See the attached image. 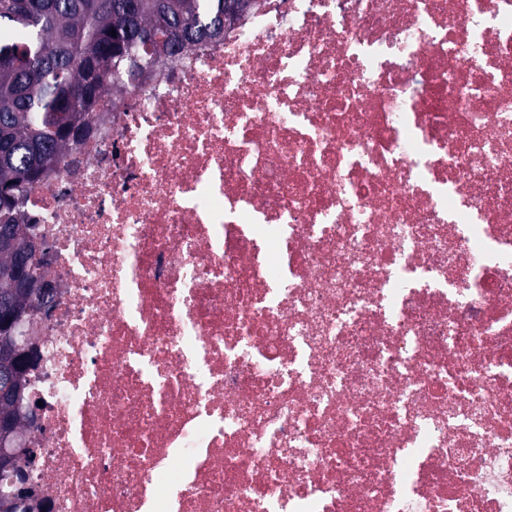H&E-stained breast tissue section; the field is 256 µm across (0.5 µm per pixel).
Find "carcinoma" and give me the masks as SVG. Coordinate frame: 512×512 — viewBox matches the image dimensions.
Masks as SVG:
<instances>
[{"label":"carcinoma","mask_w":512,"mask_h":512,"mask_svg":"<svg viewBox=\"0 0 512 512\" xmlns=\"http://www.w3.org/2000/svg\"><path fill=\"white\" fill-rule=\"evenodd\" d=\"M227 0H0V420L20 436L26 398L21 324L49 302L15 286L27 267L23 207L47 170L92 131L108 85H134L161 57L224 35ZM116 36H111V31Z\"/></svg>","instance_id":"obj_1"}]
</instances>
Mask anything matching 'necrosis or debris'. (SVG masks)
<instances>
[{
	"label": "necrosis or debris",
	"instance_id": "1",
	"mask_svg": "<svg viewBox=\"0 0 512 512\" xmlns=\"http://www.w3.org/2000/svg\"><path fill=\"white\" fill-rule=\"evenodd\" d=\"M25 213L32 512H512V0H263Z\"/></svg>",
	"mask_w": 512,
	"mask_h": 512
}]
</instances>
